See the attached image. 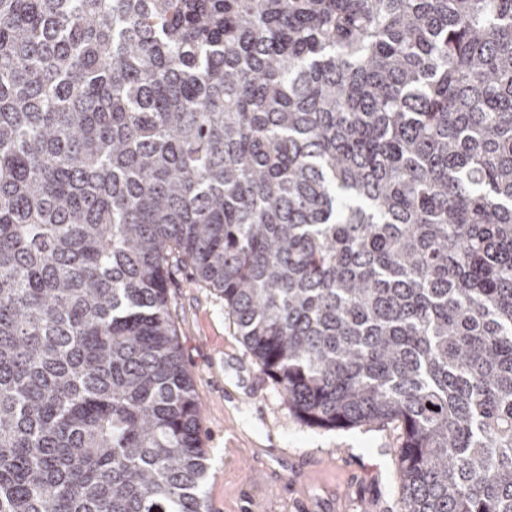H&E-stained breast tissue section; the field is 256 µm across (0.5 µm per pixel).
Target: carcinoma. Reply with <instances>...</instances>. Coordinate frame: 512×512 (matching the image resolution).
Here are the masks:
<instances>
[{
	"label": "carcinoma",
	"mask_w": 512,
	"mask_h": 512,
	"mask_svg": "<svg viewBox=\"0 0 512 512\" xmlns=\"http://www.w3.org/2000/svg\"><path fill=\"white\" fill-rule=\"evenodd\" d=\"M181 267L399 512H512V0H0V512H207Z\"/></svg>",
	"instance_id": "carcinoma-1"
}]
</instances>
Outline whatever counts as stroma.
I'll list each match as a JSON object with an SVG mask.
<instances>
[{"instance_id":"35a3bbf8","label":"stroma","mask_w":512,"mask_h":512,"mask_svg":"<svg viewBox=\"0 0 512 512\" xmlns=\"http://www.w3.org/2000/svg\"><path fill=\"white\" fill-rule=\"evenodd\" d=\"M169 294L201 403L210 512H398L397 424L307 426L246 351L222 297L184 269Z\"/></svg>"}]
</instances>
